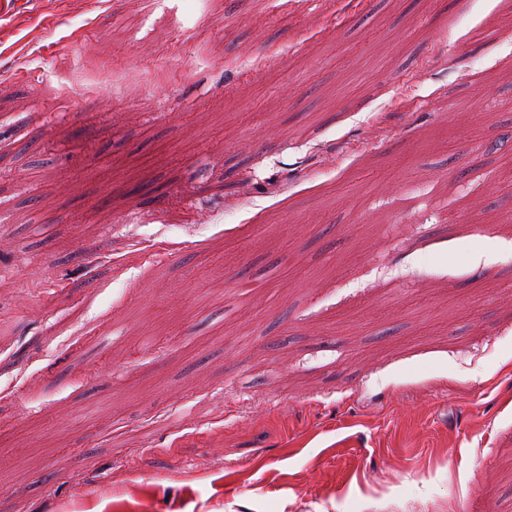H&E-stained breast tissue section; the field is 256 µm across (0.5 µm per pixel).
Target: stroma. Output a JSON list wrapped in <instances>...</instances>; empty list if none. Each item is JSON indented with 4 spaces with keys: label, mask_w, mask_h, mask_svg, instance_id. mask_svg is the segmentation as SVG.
I'll return each instance as SVG.
<instances>
[{
    "label": "stroma",
    "mask_w": 512,
    "mask_h": 512,
    "mask_svg": "<svg viewBox=\"0 0 512 512\" xmlns=\"http://www.w3.org/2000/svg\"><path fill=\"white\" fill-rule=\"evenodd\" d=\"M209 8L0 0V512H512V0Z\"/></svg>",
    "instance_id": "35a3bbf8"
}]
</instances>
